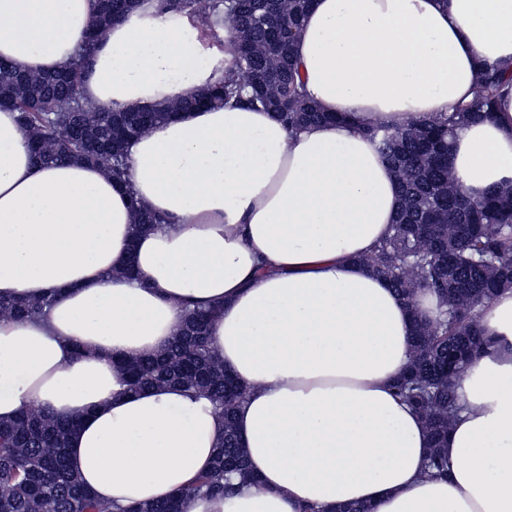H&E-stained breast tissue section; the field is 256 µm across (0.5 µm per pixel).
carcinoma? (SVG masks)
Wrapping results in <instances>:
<instances>
[{
	"label": "carcinoma",
	"mask_w": 512,
	"mask_h": 512,
	"mask_svg": "<svg viewBox=\"0 0 512 512\" xmlns=\"http://www.w3.org/2000/svg\"><path fill=\"white\" fill-rule=\"evenodd\" d=\"M133 0L99 5L89 32L95 47L113 24V14L128 13ZM163 9L184 12L194 29L215 37L224 29L236 54V71L224 82L200 92L185 108L215 107L242 99L259 103L291 130L332 120L334 116L307 101L296 79L291 45L298 37L312 0H160ZM83 53L67 63L63 73L35 74L0 61V108L18 113L30 132L35 159L51 162L80 158L102 164L120 179L124 154L100 147L112 142L114 121L126 122L133 138L169 116L168 108L112 112L87 103L80 87L88 67ZM500 74L487 69L471 101L457 105L448 116L403 129L370 126L365 133L394 171L401 208L388 237L364 259L410 307L416 294L431 289L446 307L429 321L414 316V351L397 395L425 420L432 453L428 473L442 476L448 460L440 452L458 411L455 381L490 340L480 327L479 308L500 290L512 286V188L494 190L480 199L469 197L448 166L456 129L472 119L492 115ZM52 298L33 301L22 296L0 298V315L18 320L46 314ZM211 311L193 309L181 333L151 359L123 362L127 390L178 384L208 397L224 417V439L215 449L211 468L184 494L229 496L231 476L252 481L234 426V413L246 388L224 369L209 343ZM77 422L28 408L12 421H0V512H113L97 501L68 466L67 444ZM181 495L132 506L123 512H181Z\"/></svg>",
	"instance_id": "cac0c4a2"
}]
</instances>
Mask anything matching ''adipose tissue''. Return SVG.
<instances>
[{
    "label": "adipose tissue",
    "mask_w": 512,
    "mask_h": 512,
    "mask_svg": "<svg viewBox=\"0 0 512 512\" xmlns=\"http://www.w3.org/2000/svg\"><path fill=\"white\" fill-rule=\"evenodd\" d=\"M95 14L96 0H0V60L58 71L86 52ZM190 28L137 0L91 53L88 103L173 109L126 144L123 181L36 161L0 109V296L53 299L43 317H0V420L33 406L76 419L68 464L95 497L168 498L210 468L224 419L180 386L126 392L119 362L213 307L211 346L247 389L235 424L256 483L184 497L182 512H512V289L481 311L491 346L456 382L463 410L434 477L426 424L393 388L413 311L363 263L400 207L365 128L430 121L486 67L512 73V0H314L293 54L333 119L298 133L243 103L181 110L235 68ZM449 165L474 198L512 184V81L491 118L458 130ZM142 210L162 223L136 232Z\"/></svg>",
    "instance_id": "1"
}]
</instances>
